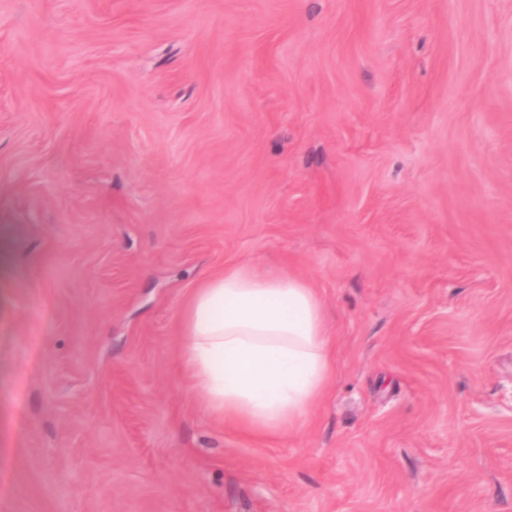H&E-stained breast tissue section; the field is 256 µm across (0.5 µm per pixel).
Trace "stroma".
<instances>
[{"instance_id":"1","label":"stroma","mask_w":512,"mask_h":512,"mask_svg":"<svg viewBox=\"0 0 512 512\" xmlns=\"http://www.w3.org/2000/svg\"><path fill=\"white\" fill-rule=\"evenodd\" d=\"M238 262L322 300L299 433L178 366ZM0 474V512H512V0H0Z\"/></svg>"}]
</instances>
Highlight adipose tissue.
<instances>
[{
  "mask_svg": "<svg viewBox=\"0 0 512 512\" xmlns=\"http://www.w3.org/2000/svg\"><path fill=\"white\" fill-rule=\"evenodd\" d=\"M179 364L207 414L247 436L299 432L333 372L306 279L240 262L201 276L180 314Z\"/></svg>",
  "mask_w": 512,
  "mask_h": 512,
  "instance_id": "adipose-tissue-1",
  "label": "adipose tissue"
}]
</instances>
